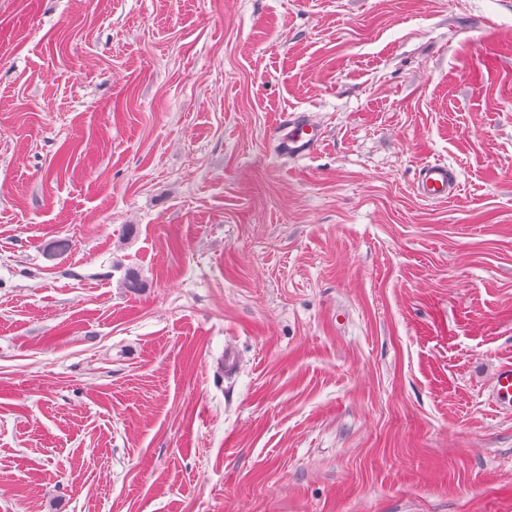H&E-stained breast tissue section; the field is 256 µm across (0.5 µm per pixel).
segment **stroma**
<instances>
[{"label": "stroma", "instance_id": "1", "mask_svg": "<svg viewBox=\"0 0 512 512\" xmlns=\"http://www.w3.org/2000/svg\"><path fill=\"white\" fill-rule=\"evenodd\" d=\"M509 362L512 0H0V512H512ZM280 122V132H284L281 145L289 157L301 158L313 154L322 140L321 129L305 112L289 113ZM457 186V177L448 165L435 162L421 168L418 190L422 197L444 202L456 196ZM491 396L500 407L512 409V365L498 368L492 380Z\"/></svg>", "mask_w": 512, "mask_h": 512}]
</instances>
